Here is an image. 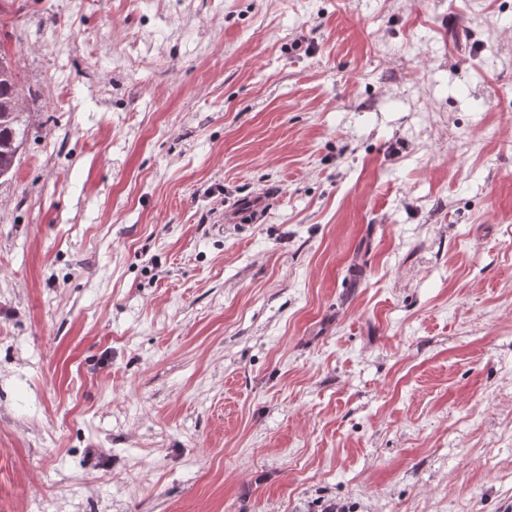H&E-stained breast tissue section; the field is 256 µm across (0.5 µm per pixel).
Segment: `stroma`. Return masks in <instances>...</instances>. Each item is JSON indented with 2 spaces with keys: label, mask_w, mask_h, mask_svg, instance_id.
<instances>
[{
  "label": "stroma",
  "mask_w": 512,
  "mask_h": 512,
  "mask_svg": "<svg viewBox=\"0 0 512 512\" xmlns=\"http://www.w3.org/2000/svg\"><path fill=\"white\" fill-rule=\"evenodd\" d=\"M0 512H512V0H0ZM7 66L5 73L0 69V179L13 175L20 149L30 131V113L15 109L14 98L19 72L0 53V62Z\"/></svg>",
  "instance_id": "1"
}]
</instances>
